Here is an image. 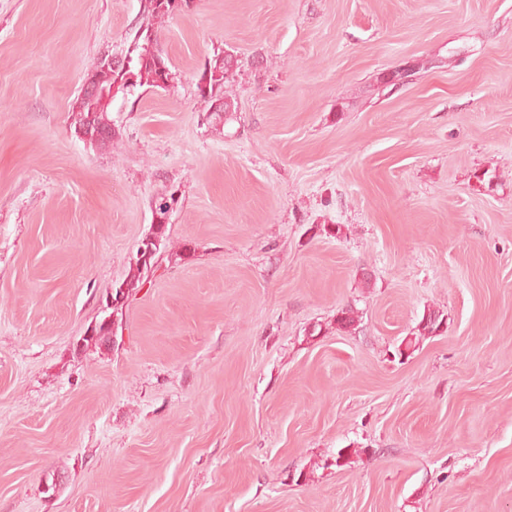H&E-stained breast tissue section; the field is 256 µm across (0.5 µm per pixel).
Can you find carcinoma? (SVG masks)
Segmentation results:
<instances>
[{"label":"carcinoma","mask_w":512,"mask_h":512,"mask_svg":"<svg viewBox=\"0 0 512 512\" xmlns=\"http://www.w3.org/2000/svg\"><path fill=\"white\" fill-rule=\"evenodd\" d=\"M170 15L168 0H145L143 6V22L139 27L132 46L134 49L127 51L129 55V72L135 77V81L128 84L122 93L131 92L136 87L148 86L151 88L160 87V80L166 76L173 78L174 73L168 65L169 59L162 49L159 48L158 38L155 33V21L161 20ZM232 55H215L212 61L204 67L198 75L196 88L200 99L206 96H221L224 82L234 73L237 65L231 64ZM87 75L98 78L102 89L111 90L115 77L112 69L107 64V57L98 59L93 69ZM112 100L96 101L94 103L85 100L83 95L76 96L71 104L70 111L79 112V116L86 124L96 128L101 126L105 129V135L93 143L95 147H103L112 140L115 130L111 125L109 115ZM151 271V265L143 263L135 256L131 259L128 274L121 281L125 287V293H130L142 280L144 275ZM442 325L440 315L434 311L423 317L419 324V335H433L439 331Z\"/></svg>","instance_id":"obj_1"}]
</instances>
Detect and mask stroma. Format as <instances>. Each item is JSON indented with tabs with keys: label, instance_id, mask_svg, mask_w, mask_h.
I'll list each match as a JSON object with an SVG mask.
<instances>
[{
	"label": "stroma",
	"instance_id": "1",
	"mask_svg": "<svg viewBox=\"0 0 512 512\" xmlns=\"http://www.w3.org/2000/svg\"><path fill=\"white\" fill-rule=\"evenodd\" d=\"M142 9L0 0V512H512V0H193L92 148ZM109 55L102 56L98 59L93 69L89 70L86 77L93 76L98 77V81L101 85L102 90L110 92L112 84L114 83L115 77L112 69L107 64V58ZM85 77V78H86ZM83 93L87 97L94 98L97 94V88L91 78H86L83 84ZM232 57L230 54L215 55L199 73L196 83L197 95L203 102L206 103V95L224 98L225 113L236 112L234 99L221 94L224 82L237 68V59H233V65L230 66ZM112 98L106 101H96L92 103L91 101L85 100V98L82 95V90L81 92L79 90L78 95L71 104L69 111L70 123L73 122V117L71 118L70 114L78 113L81 119L85 121V123L88 124V126L93 127V129H95L98 126H102L105 129V135L103 137H101L95 143H90L95 147L105 146L108 142L112 140V136L115 133V130L112 128L111 118L109 115L110 106L112 104ZM77 110L83 112H78ZM158 232L162 237L163 242L161 245L162 247L160 248L156 255L155 252L159 249L160 246L159 239L152 237L151 235H148L138 243L140 252L146 261L149 262L154 255L155 257L151 260L149 264L142 263L136 252L135 256L131 259L126 278L123 281L119 282V284L125 287L126 300L129 297L130 291L137 287V284L142 280L146 273L151 271V266L153 262L159 260L160 251L167 247L169 241L168 223L160 224L158 226ZM102 326L103 328H97L96 321L92 323L88 327L85 335L79 341L80 346H85L84 339H87L91 345L93 344V342H99L100 344H102V346H110L111 344L113 345L115 343L114 336H112L114 335V323H112L111 315L106 316L103 319ZM110 331H112V334Z\"/></svg>",
	"mask_w": 512,
	"mask_h": 512
}]
</instances>
